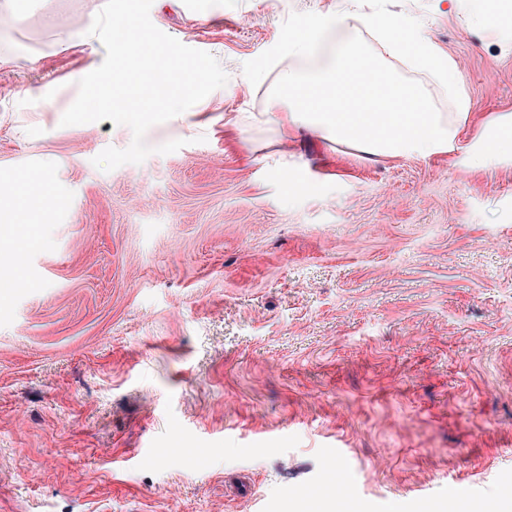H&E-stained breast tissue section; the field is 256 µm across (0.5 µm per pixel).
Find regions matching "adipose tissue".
<instances>
[{
  "label": "adipose tissue",
  "mask_w": 512,
  "mask_h": 512,
  "mask_svg": "<svg viewBox=\"0 0 512 512\" xmlns=\"http://www.w3.org/2000/svg\"><path fill=\"white\" fill-rule=\"evenodd\" d=\"M364 28L381 33L383 54H375L363 40L341 39L331 68L323 74L305 77L271 64L278 92L268 109L275 117L280 139L290 140L301 126L309 125L325 139L375 157L427 158L452 152L471 122L469 98L455 65L441 57L430 38L405 18L359 12L313 16L289 34L288 53L309 57L332 31ZM406 51L412 53L419 69L447 84L448 96L456 106L452 117L437 112L426 85L408 82L386 67L387 58ZM40 176L43 187L34 195L21 193L13 179H0L1 224L32 213L41 217L51 214L59 197L48 169H41Z\"/></svg>",
  "instance_id": "ef3b65f1"
}]
</instances>
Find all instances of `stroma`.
<instances>
[{
    "label": "stroma",
    "mask_w": 512,
    "mask_h": 512,
    "mask_svg": "<svg viewBox=\"0 0 512 512\" xmlns=\"http://www.w3.org/2000/svg\"><path fill=\"white\" fill-rule=\"evenodd\" d=\"M423 28L474 121L512 113V42L468 0H363ZM105 0L0 13V171L62 203L0 298V512H467L512 507V155L364 159L263 112L296 24L351 0H154L227 84L105 172L111 120L61 126ZM74 37L71 45L61 33ZM40 90L54 105L34 107ZM343 489L325 490L332 463Z\"/></svg>",
    "instance_id": "1"
}]
</instances>
